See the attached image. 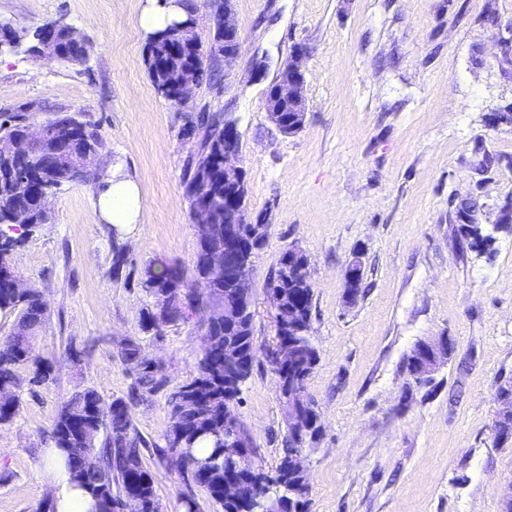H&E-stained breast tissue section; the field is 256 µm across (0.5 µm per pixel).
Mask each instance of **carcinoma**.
Wrapping results in <instances>:
<instances>
[{
  "label": "carcinoma",
  "instance_id": "1",
  "mask_svg": "<svg viewBox=\"0 0 512 512\" xmlns=\"http://www.w3.org/2000/svg\"><path fill=\"white\" fill-rule=\"evenodd\" d=\"M196 7H187L186 18L152 34L148 44L149 77L161 94L172 95L185 81L200 82L209 72L204 66L202 47L187 40L181 28L193 22ZM61 60L72 61L80 50L67 40L66 31L56 34ZM53 123L60 126V136L69 141L66 159L59 161L53 146L40 147L42 156L32 160H2L10 170L34 167L49 171L53 189L68 182V169L89 153L99 152L102 141L97 132L79 120L72 112H53ZM27 112L0 114V136L17 137L25 133ZM201 131L197 159L188 163L184 175V192L195 207L197 197L208 200L218 224L214 225L215 244L224 247V130L220 116L202 115L196 124ZM45 184L39 178L22 194L14 191L13 181H0V266L12 265L14 255L28 238L46 224L41 214L40 199ZM18 214L27 215L31 223L16 224ZM460 236L472 249L489 246L490 237L478 224L459 225ZM112 276L117 279L128 264L126 247L112 245ZM141 287L152 298L142 319V331L162 335L156 322V309H162L163 322L168 325L186 322L196 316L203 319L205 343L189 381L167 392L170 409L169 427L165 435L168 455L184 454L189 469L181 477L201 488L220 505L223 512H245L241 502L224 503V414L231 411L234 401L241 400L242 387L253 372V359L261 346L257 345L255 325L246 318L233 330L224 328V305L236 300L240 289L224 287V269L208 265L207 248L198 244L193 276L165 264H150L144 269ZM281 291L285 307L303 306L306 319H311L313 285L303 280L290 266L288 253H283L278 266L271 271L267 288ZM0 311L18 313L13 333L0 343V426L11 424L20 407V394L28 388L46 386L56 380L55 360L41 358L36 366L30 358V341L49 319L47 301L34 289H18L8 277H0ZM235 345L239 356L246 359L240 382L224 387L226 367L224 344ZM118 357L132 376L127 398L107 403L93 388L78 391L59 407L52 423V447L64 456L72 479L94 499L96 512H114L113 505L128 491L142 501L143 512H161L150 470L145 466L143 449L148 441L136 430L133 408L145 396L157 393L167 384L165 369L146 351L139 338L127 336L119 342ZM28 372L22 376V372ZM297 432H288L284 454L272 477L288 487L297 478L288 469V461L298 448Z\"/></svg>",
  "mask_w": 512,
  "mask_h": 512
}]
</instances>
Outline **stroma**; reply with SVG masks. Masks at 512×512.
I'll return each instance as SVG.
<instances>
[{
	"label": "stroma",
	"mask_w": 512,
	"mask_h": 512,
	"mask_svg": "<svg viewBox=\"0 0 512 512\" xmlns=\"http://www.w3.org/2000/svg\"><path fill=\"white\" fill-rule=\"evenodd\" d=\"M160 0H0V17L34 31L56 20L88 48L83 62L0 54V113L34 122L57 109L100 135L94 178L70 182L48 220L15 255V273L45 297L49 320L37 355L56 359L53 384L22 392L0 427V512H36L50 490L41 460L55 412L74 392L126 396L132 378L117 348L140 337L170 385L192 378L198 322L161 336L140 330L151 304L146 264L192 274L196 229L184 193L199 140L183 135L202 111L236 122L254 221L269 239L250 272L255 336L274 334L265 293L286 250L310 259L316 366L305 389L323 431L309 454L307 512H503L512 496V440L497 443L494 395L512 381V230L497 225L512 200V124L493 120L512 102V72L498 65L512 36V0H234L240 54L187 101L163 97L146 64L143 10ZM305 46L307 117L282 136L265 111L269 83L294 47ZM141 191L140 222L113 233L96 210L99 179L112 168ZM492 243L478 252L456 233L461 201ZM128 249L125 277L112 276V242ZM364 266L355 301L344 274ZM448 337L453 353L432 384L406 367L418 342ZM81 353L72 363L68 348ZM238 412L259 458L274 469L287 428L271 365L258 356ZM134 424L163 512H183L187 488L157 447L170 410L146 396Z\"/></svg>",
	"instance_id": "1"
}]
</instances>
